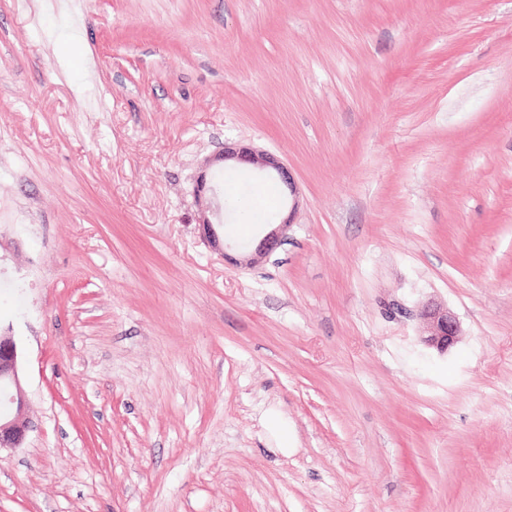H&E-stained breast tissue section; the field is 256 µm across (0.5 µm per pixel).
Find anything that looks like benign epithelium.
Here are the masks:
<instances>
[{
	"label": "benign epithelium",
	"mask_w": 512,
	"mask_h": 512,
	"mask_svg": "<svg viewBox=\"0 0 512 512\" xmlns=\"http://www.w3.org/2000/svg\"><path fill=\"white\" fill-rule=\"evenodd\" d=\"M233 162L248 165L260 171L275 173L288 187L292 186L288 168L274 155L259 150L244 142L226 143L221 153L210 160V164ZM290 226L285 217L259 242L254 251L244 257L246 265L258 263L281 243L283 232ZM423 322L422 341L429 347L444 353L458 336V322L453 313L433 305L426 306L420 313ZM0 383L7 387L9 409L0 414V449L16 447L26 437L29 428L27 400L21 387L18 366V350L13 337L0 332Z\"/></svg>",
	"instance_id": "1"
}]
</instances>
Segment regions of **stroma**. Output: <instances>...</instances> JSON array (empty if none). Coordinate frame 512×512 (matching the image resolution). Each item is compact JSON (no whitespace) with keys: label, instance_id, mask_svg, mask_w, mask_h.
Returning a JSON list of instances; mask_svg holds the SVG:
<instances>
[{"label":"stroma","instance_id":"1","mask_svg":"<svg viewBox=\"0 0 512 512\" xmlns=\"http://www.w3.org/2000/svg\"><path fill=\"white\" fill-rule=\"evenodd\" d=\"M0 325V512H512V0H0ZM233 162L240 165L252 166L260 171L274 172L280 180L287 186L293 188L288 168L274 155L259 150L253 145L244 142L225 143L221 153L214 156L209 164ZM290 226L289 216L276 224L259 242L254 251L244 257L246 265L251 266L258 263L264 256L272 252L281 243L283 232ZM423 322L422 341L438 352L448 351L458 336V322L453 313L433 305L426 306L420 313ZM0 383L7 387L9 409L0 414V449L16 447L29 428L27 400L21 387L18 350L13 337L0 329Z\"/></svg>","mask_w":512,"mask_h":512}]
</instances>
